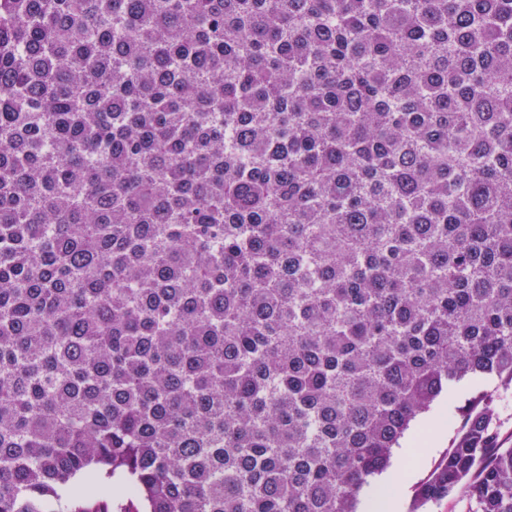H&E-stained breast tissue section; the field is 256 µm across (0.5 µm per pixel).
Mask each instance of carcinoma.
<instances>
[{
	"instance_id": "obj_1",
	"label": "carcinoma",
	"mask_w": 512,
	"mask_h": 512,
	"mask_svg": "<svg viewBox=\"0 0 512 512\" xmlns=\"http://www.w3.org/2000/svg\"><path fill=\"white\" fill-rule=\"evenodd\" d=\"M468 376L412 512H512V0H0V512H356ZM494 381L490 378H466L450 386V394L443 393L432 404L430 410L420 415L401 439V448H395L391 459L392 467L399 460L404 473L399 482L403 495L399 501V512H409L413 506L415 488L428 475L431 468L445 455L454 439L462 420V409L483 389H490ZM436 408L443 409L447 415L448 429L439 432L434 429H422L419 422L422 417ZM421 451L413 461L411 457ZM389 467V468H390ZM388 468V469H389Z\"/></svg>"
}]
</instances>
